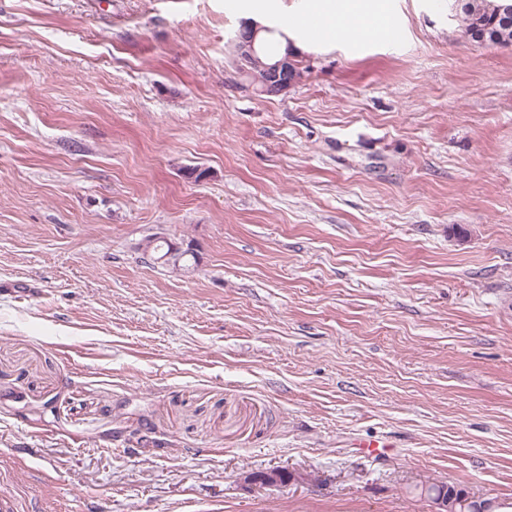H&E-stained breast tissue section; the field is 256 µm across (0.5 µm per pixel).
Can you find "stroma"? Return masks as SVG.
<instances>
[{"instance_id":"35a3bbf8","label":"stroma","mask_w":512,"mask_h":512,"mask_svg":"<svg viewBox=\"0 0 512 512\" xmlns=\"http://www.w3.org/2000/svg\"><path fill=\"white\" fill-rule=\"evenodd\" d=\"M306 3L0 0L15 512L512 503V46L385 0L400 42L289 29L302 78L255 92L231 37ZM427 493L434 502H437V511L446 509L444 507H447L448 505V510L451 511L447 510L444 512H481L482 510L491 507L490 503H492L489 501H483L480 503L472 501L468 502V498L462 490L456 489L454 486L448 485L447 483L434 484L427 489ZM440 499H443V502L446 505L439 501ZM459 501L466 502L465 507H462V505L458 503Z\"/></svg>"}]
</instances>
